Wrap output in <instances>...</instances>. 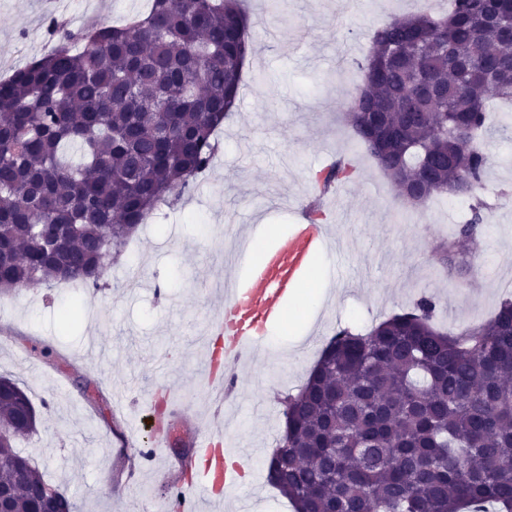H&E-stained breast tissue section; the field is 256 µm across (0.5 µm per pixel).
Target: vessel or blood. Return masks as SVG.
Wrapping results in <instances>:
<instances>
[{"label":"vessel or blood","mask_w":512,"mask_h":512,"mask_svg":"<svg viewBox=\"0 0 512 512\" xmlns=\"http://www.w3.org/2000/svg\"><path fill=\"white\" fill-rule=\"evenodd\" d=\"M324 248L319 226L298 224L247 274L225 278L224 314L215 321L216 332L224 337V353L210 355L203 368L211 383L223 385L224 372L232 371L260 347L266 322L279 319L296 283L307 274L313 255ZM223 438L222 430L212 427L197 434L194 446L204 465L194 490L182 496L184 512H199V500L215 488L228 490L238 484L242 476L236 462L240 451L224 447Z\"/></svg>","instance_id":"vessel-or-blood-1"}]
</instances>
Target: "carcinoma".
<instances>
[{"label":"carcinoma","mask_w":512,"mask_h":512,"mask_svg":"<svg viewBox=\"0 0 512 512\" xmlns=\"http://www.w3.org/2000/svg\"><path fill=\"white\" fill-rule=\"evenodd\" d=\"M494 15L512 17V0L376 29L346 113L404 202L475 199L458 230L471 240L490 157L469 134L486 132L489 99L512 100V39ZM248 30L241 0H151L122 26L54 28L61 49L0 82V293L100 286L107 252L209 169ZM351 175L336 162L316 196ZM435 314L422 297L366 333L336 331L283 397L267 482L294 512H512V300L456 333ZM1 382L0 486L12 512H42L48 484L15 446L37 413Z\"/></svg>","instance_id":"carcinoma-1"}]
</instances>
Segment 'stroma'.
Segmentation results:
<instances>
[{
    "label": "stroma",
    "instance_id": "obj_1",
    "mask_svg": "<svg viewBox=\"0 0 512 512\" xmlns=\"http://www.w3.org/2000/svg\"><path fill=\"white\" fill-rule=\"evenodd\" d=\"M147 0H0V80L47 55L55 42L44 21L68 18L71 29L89 17L116 21L143 12ZM250 16L244 86L219 133L220 150L207 175L153 228H138L112 249L96 288L69 295L43 284L0 294V375L18 380L38 414L36 431L19 448L77 512H171L169 488L180 480L169 443L143 458L158 430L155 404L180 387L191 413L175 438L209 426L216 403L201 364L223 307L212 294L234 246L226 225L292 224L314 194L315 174L345 160L353 168L323 201L319 221L328 250L321 265L328 300L306 335L283 327L237 370L226 392L224 429L242 451L247 472L206 512H291L266 480V467L284 426L276 401L297 392L337 327L359 318L370 327L421 295L437 302L442 330L488 318L512 280V132L485 133L491 166L478 195L484 201L476 240L457 251H482L477 270L452 273L431 260L435 241L456 232L471 215V200L440 196L411 208L361 150L345 123L346 106L362 83L357 63L367 35L392 18L421 13L419 0H245ZM137 274L139 287L126 280ZM80 318L61 327L63 307ZM51 355H44L45 346ZM140 434L133 445L128 419Z\"/></svg>",
    "mask_w": 512,
    "mask_h": 512
}]
</instances>
